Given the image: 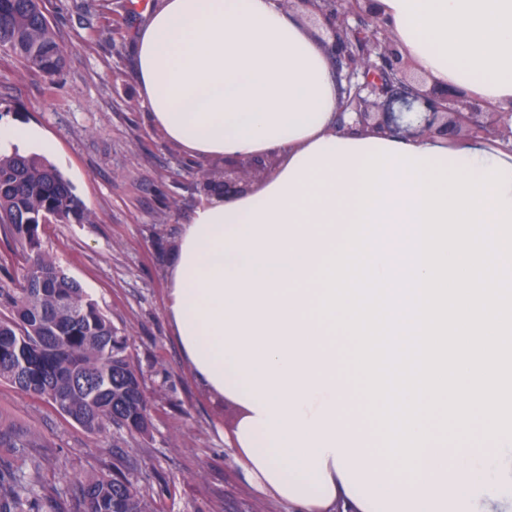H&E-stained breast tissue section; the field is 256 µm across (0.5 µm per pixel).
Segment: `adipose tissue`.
Wrapping results in <instances>:
<instances>
[{
    "mask_svg": "<svg viewBox=\"0 0 512 512\" xmlns=\"http://www.w3.org/2000/svg\"><path fill=\"white\" fill-rule=\"evenodd\" d=\"M402 54L429 83L512 109V0H379ZM131 66L151 130L186 157L278 154L257 194L209 196L190 212L170 257L166 316L198 380L240 407L230 445L255 489L295 512H512V449L426 444L421 478L395 475L381 437L349 417L366 404L336 375L335 335L311 318L312 280L354 218L358 170L375 145L406 147L482 174L512 143L396 138L336 124V74L300 19L278 0H147ZM393 255L410 228L386 163Z\"/></svg>",
    "mask_w": 512,
    "mask_h": 512,
    "instance_id": "obj_1",
    "label": "adipose tissue"
}]
</instances>
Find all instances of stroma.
<instances>
[{
	"mask_svg": "<svg viewBox=\"0 0 512 512\" xmlns=\"http://www.w3.org/2000/svg\"><path fill=\"white\" fill-rule=\"evenodd\" d=\"M65 63L53 78L0 56V121L37 125L47 160L94 213L47 224L42 246L125 336L148 398L149 435L91 434L48 403L0 384V418L45 442L41 480L63 487L124 457L158 512H290L253 490L224 438L240 415L199 383L168 321L169 255L204 199L176 147L149 131L130 41V0H41Z\"/></svg>",
	"mask_w": 512,
	"mask_h": 512,
	"instance_id": "obj_1",
	"label": "stroma"
}]
</instances>
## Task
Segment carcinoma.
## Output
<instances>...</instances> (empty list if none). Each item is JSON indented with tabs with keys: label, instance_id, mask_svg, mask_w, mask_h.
I'll return each mask as SVG.
<instances>
[{
	"label": "carcinoma",
	"instance_id": "carcinoma-1",
	"mask_svg": "<svg viewBox=\"0 0 512 512\" xmlns=\"http://www.w3.org/2000/svg\"><path fill=\"white\" fill-rule=\"evenodd\" d=\"M0 52L46 77L63 65L39 0H0ZM92 213L51 163L0 153V237L18 263L0 261V383L92 433L146 435L151 421L140 375L112 321L41 247L46 224H85ZM42 447L27 428L0 421V512H39ZM124 464L69 481L70 512H158Z\"/></svg>",
	"mask_w": 512,
	"mask_h": 512
}]
</instances>
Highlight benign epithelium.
Masks as SVG:
<instances>
[{"label":"benign epithelium","mask_w":512,"mask_h":512,"mask_svg":"<svg viewBox=\"0 0 512 512\" xmlns=\"http://www.w3.org/2000/svg\"><path fill=\"white\" fill-rule=\"evenodd\" d=\"M283 7L301 4L305 16L321 24L327 33L320 39L332 60L339 81L349 97L339 102L340 124L354 129L381 130L405 138L440 137L453 140L459 135L512 139V112H485L454 86L429 87L406 71L402 55L387 34V27L374 0H280ZM362 38V51L351 49L348 35ZM276 169L273 153L224 157V180L209 177L197 169L205 192L216 190L224 199L253 193L251 182L268 177Z\"/></svg>","instance_id":"benign-epithelium-1"}]
</instances>
